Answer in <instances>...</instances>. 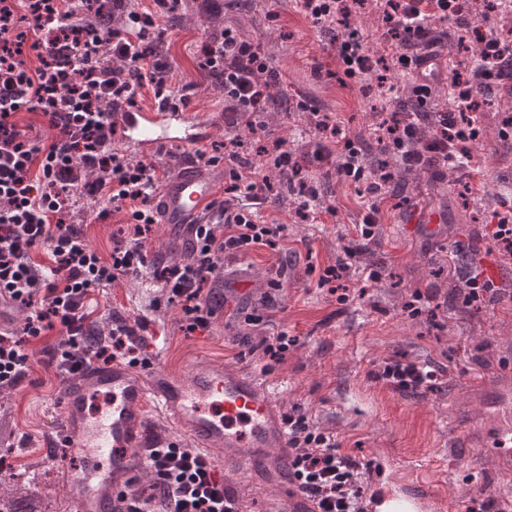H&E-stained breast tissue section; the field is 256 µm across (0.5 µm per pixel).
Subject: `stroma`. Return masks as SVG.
I'll return each mask as SVG.
<instances>
[{
	"label": "stroma",
	"instance_id": "stroma-1",
	"mask_svg": "<svg viewBox=\"0 0 512 512\" xmlns=\"http://www.w3.org/2000/svg\"><path fill=\"white\" fill-rule=\"evenodd\" d=\"M219 16V23H212L201 0H180L174 14L156 21L157 50L171 61L176 82L189 98L188 110L207 118L209 141L242 137L253 164L262 165L259 141L245 126H225L224 92L198 68L202 45L222 26H234L261 47L282 77L260 116L265 124L260 140H282L310 178L321 182L323 200L336 213L320 223L302 221L294 213L287 175L274 174L280 196L261 205L257 218L287 225L288 258L281 264L270 250L260 249L244 259L225 260L233 280L209 332L185 335L178 309L168 306L156 284L138 277L94 292L97 327L110 328L116 314L143 318L151 350L159 351L169 367L182 368L203 355L257 376L283 412L301 408L356 460L368 463L382 454L396 472H427L439 512H465L472 499L486 494L500 512H512V460L491 454L504 428L512 426V299L477 311L449 296L457 276L483 272L488 260L500 269L499 284L512 286V261L501 259L492 242L501 196L512 188V136L500 134L504 117L512 114V96L493 91L477 114L480 135L470 145L472 178L451 173L435 180L413 172L407 186L387 185L376 236L366 245L368 261L382 277L366 286L350 279L349 288L365 294L342 305L317 287L308 268L335 264L366 210L353 186L313 161L319 134L307 113L286 111L285 103L313 100L350 136L369 143L390 106L337 81L331 35L310 23L297 0H223ZM98 208L92 199H78L70 222L106 258L121 238L124 216L99 221ZM418 213L441 222L433 227L414 223ZM274 279L283 289L275 295L269 321L257 328L246 325L239 310L261 306ZM417 288L434 292V317L403 314L404 302ZM282 330L297 337L298 347L271 373H262L258 344ZM29 352V377L17 388L0 389V403L9 407V422L22 438L9 461L16 467L35 458L54 461L56 470L42 493L53 512H74L61 467H77L78 460L45 445L64 416L65 384L48 366L42 343H32ZM390 360L434 364L439 371L435 387L407 394L375 380L374 371Z\"/></svg>",
	"mask_w": 512,
	"mask_h": 512
}]
</instances>
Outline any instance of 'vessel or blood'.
<instances>
[{
  "label": "vessel or blood",
  "instance_id": "b4317fda",
  "mask_svg": "<svg viewBox=\"0 0 512 512\" xmlns=\"http://www.w3.org/2000/svg\"><path fill=\"white\" fill-rule=\"evenodd\" d=\"M119 123L125 144L142 158L170 145L197 147L208 130L195 113L155 105L120 113ZM182 169L160 191V221L187 232L205 223L220 184L204 165L186 163ZM64 406L51 444L73 449L79 459L66 475L77 512H122L123 496L145 468L140 450L156 437L148 420L153 408L162 415L168 441L184 437L197 448L223 449L226 468L249 485L279 493L280 512H317L293 482L294 455L279 406L242 371L205 357L180 371L159 362L145 368L93 363L67 379ZM387 465L384 456L375 462L387 481L369 493L367 512H434L433 494L409 477L387 474Z\"/></svg>",
  "mask_w": 512,
  "mask_h": 512
}]
</instances>
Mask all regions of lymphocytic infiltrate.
<instances>
[{
	"label": "lymphocytic infiltrate",
	"mask_w": 512,
	"mask_h": 512,
	"mask_svg": "<svg viewBox=\"0 0 512 512\" xmlns=\"http://www.w3.org/2000/svg\"><path fill=\"white\" fill-rule=\"evenodd\" d=\"M176 3L151 0L150 7L136 10L130 0H98L96 21L87 24L80 18L85 0H0V300L28 311L22 329L0 332V389L18 387L28 377V346L36 340L50 341L51 360L63 376L93 361L142 363L136 331L124 319L113 320L106 341L92 340L87 301L95 289L125 276L148 278L178 308L190 336L211 326L215 310L204 290L225 258L284 246V225L261 223L252 209L273 194L272 173H295L299 165L275 140L263 149L264 168H256L235 136L192 155L208 166L227 165L229 180L206 223L193 225L187 259L159 265L149 256L146 242L159 213L156 169L146 160L129 159L115 142L119 113L135 107L139 98L149 95L155 104L174 108L187 105L174 85L171 64L156 54L150 37L156 19L174 12ZM368 4L300 0V9L314 26L335 30L332 46L345 79L371 82L379 97L390 91L385 76L390 69L412 75L418 100L430 96L436 76L433 21H453L459 43H473L471 55L448 68L452 103L436 113L427 140L417 138V112L393 110L375 130L379 149L405 170L442 177L470 169L480 101L496 86L512 92V38L471 26L459 0H382L381 38L391 49L383 57L366 50L353 27ZM116 15L122 24L113 23ZM198 67L222 86L225 117L232 125L265 111L269 89L279 80L259 46L231 27L205 44ZM295 108L310 113L320 134L315 159L334 166L365 200L368 213L356 233L372 239L386 175L368 165L362 140L350 138L330 116L305 100ZM20 112L41 118L48 136L18 126ZM78 196L100 203V220L126 211V238L110 258H102L70 224ZM375 377L396 391L416 392L432 388L437 371L429 363L391 361ZM285 421L297 486L318 512H365L362 463L304 413L293 411ZM147 458L154 491L134 492L125 512H242L214 464L197 450L170 443L148 449Z\"/></svg>",
	"instance_id": "lymphocytic-infiltrate-1"
}]
</instances>
